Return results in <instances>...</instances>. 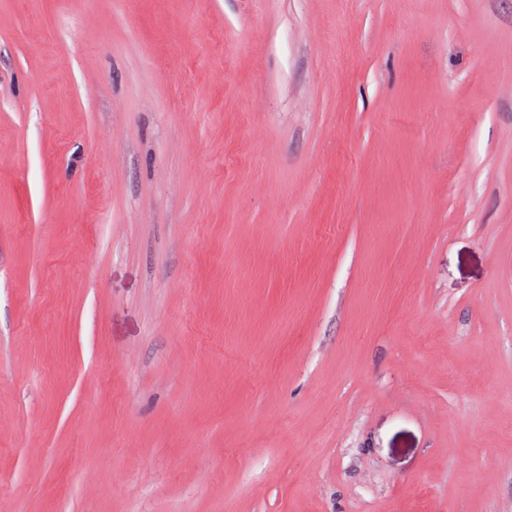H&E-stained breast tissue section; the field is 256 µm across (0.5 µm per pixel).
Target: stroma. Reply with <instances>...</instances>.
Here are the masks:
<instances>
[{"mask_svg":"<svg viewBox=\"0 0 512 512\" xmlns=\"http://www.w3.org/2000/svg\"><path fill=\"white\" fill-rule=\"evenodd\" d=\"M7 512H512V0H0Z\"/></svg>","mask_w":512,"mask_h":512,"instance_id":"stroma-1","label":"stroma"}]
</instances>
